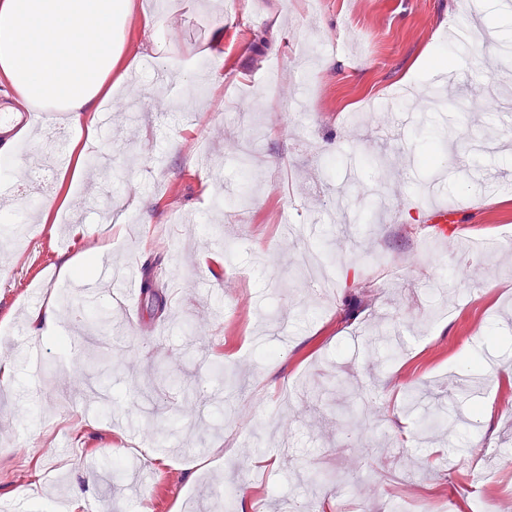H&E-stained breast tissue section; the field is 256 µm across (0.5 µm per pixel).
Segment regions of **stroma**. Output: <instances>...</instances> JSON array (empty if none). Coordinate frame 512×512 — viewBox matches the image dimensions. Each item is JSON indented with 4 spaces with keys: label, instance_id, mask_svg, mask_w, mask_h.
<instances>
[{
    "label": "stroma",
    "instance_id": "1",
    "mask_svg": "<svg viewBox=\"0 0 512 512\" xmlns=\"http://www.w3.org/2000/svg\"><path fill=\"white\" fill-rule=\"evenodd\" d=\"M484 2L135 0L134 65L94 135L111 164L71 184L73 129L45 121L0 174V508L512 503V41ZM475 17L474 40L447 39ZM435 93L452 107L418 111ZM436 136L445 159L423 167ZM45 161L50 184L19 195ZM432 197L461 212L444 246ZM105 235L161 304L101 296L91 326L60 309L66 338L41 337L29 375L12 356L28 310L69 293L61 258Z\"/></svg>",
    "mask_w": 512,
    "mask_h": 512
}]
</instances>
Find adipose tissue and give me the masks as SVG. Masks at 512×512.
Masks as SVG:
<instances>
[{"label":"adipose tissue","mask_w":512,"mask_h":512,"mask_svg":"<svg viewBox=\"0 0 512 512\" xmlns=\"http://www.w3.org/2000/svg\"><path fill=\"white\" fill-rule=\"evenodd\" d=\"M133 0H0V82L13 107L93 129L124 58Z\"/></svg>","instance_id":"adipose-tissue-1"}]
</instances>
